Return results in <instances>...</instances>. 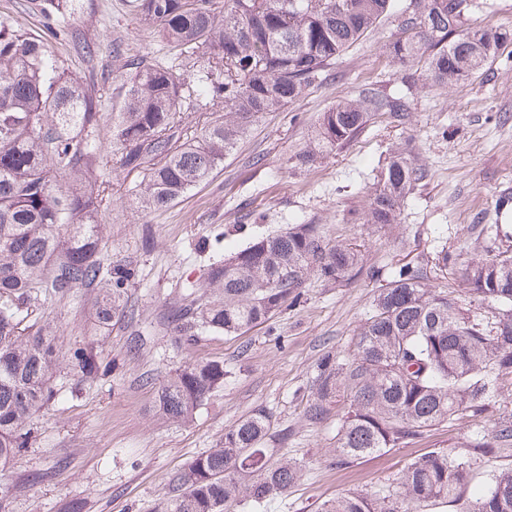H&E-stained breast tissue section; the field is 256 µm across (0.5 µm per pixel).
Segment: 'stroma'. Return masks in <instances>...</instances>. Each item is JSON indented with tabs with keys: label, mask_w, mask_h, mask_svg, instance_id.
Returning a JSON list of instances; mask_svg holds the SVG:
<instances>
[{
	"label": "stroma",
	"mask_w": 512,
	"mask_h": 512,
	"mask_svg": "<svg viewBox=\"0 0 512 512\" xmlns=\"http://www.w3.org/2000/svg\"><path fill=\"white\" fill-rule=\"evenodd\" d=\"M409 3L391 0L387 15L337 61L330 77L284 111L264 114L205 183L168 208L143 214L130 195L141 173L112 172L120 190L99 216L104 258L136 267L127 299L147 343L127 354L126 324L100 328L95 293L81 289L39 307L35 316L52 331L63 363L52 381L53 400L34 418L36 441L0 461V495L9 512H64L73 501L82 502L84 512H160L175 476L219 447L225 429L261 405L273 408L277 425L293 431L279 456L304 466L287 497L263 512H319L344 493L387 492L411 460L438 448L464 452L476 435L489 432L486 416L443 422L405 446L341 463L333 453L336 420L312 427L303 418L318 360L328 351L350 352L354 332L391 269L430 264L444 247L484 255L480 228L494 222L499 192L512 187V42L480 76L451 89L435 84L424 79V65L394 64L382 49ZM72 31L46 44L75 72L117 69L119 50L147 61L165 51L157 30L136 20L127 0H85ZM87 43L99 46L95 57H85ZM408 76L423 81L409 125L377 118L316 168L288 171L287 159L311 141L320 115L338 100L359 84L388 89ZM405 146L415 149L429 173L408 197L400 223H351L391 150ZM256 157L261 166H253ZM301 222L360 246L366 275L347 286L310 277L304 303L240 336L209 333L187 350L174 344L163 323L184 283L203 281L214 259L199 250L202 239L218 227L226 244L240 248L253 236ZM87 345L115 367L74 397L73 372L64 360L71 348ZM209 360L223 362V386L189 422L159 416L157 389L173 370Z\"/></svg>",
	"instance_id": "35a3bbf8"
}]
</instances>
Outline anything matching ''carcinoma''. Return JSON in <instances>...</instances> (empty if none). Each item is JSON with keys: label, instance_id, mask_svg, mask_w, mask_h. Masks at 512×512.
Instances as JSON below:
<instances>
[{"label": "carcinoma", "instance_id": "cac0c4a2", "mask_svg": "<svg viewBox=\"0 0 512 512\" xmlns=\"http://www.w3.org/2000/svg\"><path fill=\"white\" fill-rule=\"evenodd\" d=\"M139 21L158 29L176 51L171 62L131 61L107 76H79L47 50L45 37L0 17V461L28 448L33 418L54 396L57 364L49 332L32 320L43 295L97 292L98 322L135 320L125 296L137 270L104 262L97 216L112 205V183L99 158L107 127L114 170L142 171L137 190L145 211L161 210L206 181L264 113L297 102L326 77L353 45L385 16L390 0H129ZM404 13L384 49L392 61L425 62L426 78L452 88L480 75L512 32L468 26L477 0H422ZM83 9V0H48L45 15L57 36ZM190 80L177 70L196 56ZM112 84L105 112L96 83ZM415 85L390 91L364 84L319 118L317 138L290 158L295 169L355 139L380 116L411 121ZM208 112L198 136L181 141L188 100ZM427 176L410 151L396 148L358 220L400 223L408 196ZM461 266L462 285L493 315L459 304L455 291L431 288L426 271L403 265L379 290L358 327L351 353H325L316 364L304 408L308 424L326 423L346 402L336 434V457L351 462L420 438L432 426L489 411L491 395L512 385V251L490 249L483 259L451 257L435 266ZM363 273L361 252L327 238L318 224L300 223L254 237L205 273L209 292L185 285L171 319L174 342L191 346L209 332L236 336L301 303L316 276L350 284ZM76 370L71 392L112 373L86 346L68 357ZM224 363L180 366L158 390L162 417L193 418L224 384ZM258 407L224 432V446L194 458L177 478L164 512H236L288 496L303 476L297 464L275 458L292 436ZM490 448H512V414L462 454L433 450L412 461L382 497L347 493L321 512H419L460 502L473 465ZM459 512H512V467L492 475Z\"/></svg>", "mask_w": 512, "mask_h": 512}]
</instances>
